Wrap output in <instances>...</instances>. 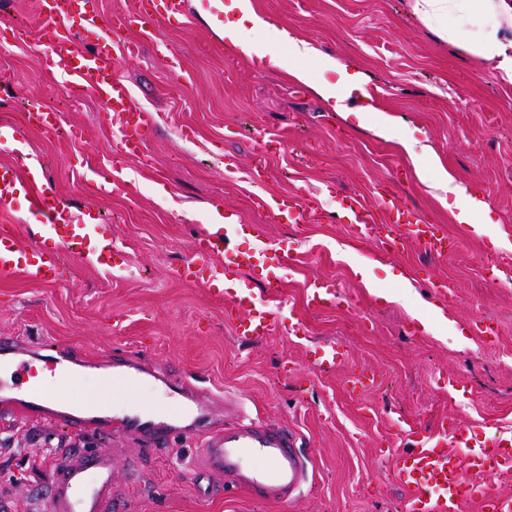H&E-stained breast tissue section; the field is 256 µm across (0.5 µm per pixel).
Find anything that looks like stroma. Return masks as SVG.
<instances>
[{
  "label": "stroma",
  "instance_id": "1",
  "mask_svg": "<svg viewBox=\"0 0 512 512\" xmlns=\"http://www.w3.org/2000/svg\"><path fill=\"white\" fill-rule=\"evenodd\" d=\"M255 3L317 49L318 58L306 63L313 77L321 75L323 56L361 70L372 105L394 119L397 139L377 138L344 119L302 82L226 54L207 0H189L181 22L122 31L143 53L118 73L157 126L143 155L113 165L119 146L104 103L86 86L78 93L82 106L71 110L65 80L44 73L37 0H0V29H28L22 41L0 40V60L12 66L5 77L14 86L13 93H0V125L11 131L0 143V163L43 162L45 187L73 209L98 211L119 247L104 264L71 260L63 285L21 273L0 279V336L65 347L97 362L125 351L148 357L203 391L238 396L251 415L287 425L311 460L310 482L293 500L262 503L243 491L209 497L206 479L191 468L198 441L182 438L148 458L128 485L132 512H403L392 460L380 453L388 442L398 450L407 445L405 438L389 439L393 420L433 431L443 418H456L482 441L512 430V280L487 277L489 267L512 266V85L489 64L436 40L413 16L410 0ZM158 40L167 44V56L155 54ZM174 57L185 61L187 74L171 69ZM33 91L61 113L62 130L25 121V98ZM410 134L471 191L487 194L495 222L484 235L456 223L418 178L398 143ZM269 135L281 137L285 149L263 161L259 143ZM228 154L239 169L225 171ZM116 178L122 181L117 191ZM385 185L398 187L426 221L442 225L456 249L437 257L416 244L386 252L374 238L360 240L359 229L343 219L340 200L359 196L381 223L388 209L377 189ZM291 192L313 197L316 215L281 224L258 204ZM215 205L260 228L256 238L237 233L235 246L262 241L286 247L290 256L279 294L256 290L277 327L251 344L241 343L225 321L222 300L178 274L195 238L209 230ZM424 266L447 283L449 297L420 282L415 272ZM397 273L411 291L394 281ZM317 279L335 281L341 303L313 314L305 296ZM439 310L451 327L427 333L425 323ZM487 316L499 322L493 347L468 331L471 321ZM297 320L304 335H289ZM329 344L344 348L349 363L328 373L311 366L306 352ZM353 369L374 373L376 385L350 394L345 380ZM103 375L83 370L48 394L77 413L108 415L119 404L167 409L153 382L134 387L119 374L105 391ZM454 379L463 391L451 387ZM82 440L111 452L115 479L123 481L128 445L111 432L80 437L0 404V483L12 489V512H40L37 493L46 472L32 470L31 460L55 457Z\"/></svg>",
  "mask_w": 512,
  "mask_h": 512
}]
</instances>
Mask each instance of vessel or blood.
<instances>
[{
    "label": "vessel or blood",
    "mask_w": 512,
    "mask_h": 512,
    "mask_svg": "<svg viewBox=\"0 0 512 512\" xmlns=\"http://www.w3.org/2000/svg\"><path fill=\"white\" fill-rule=\"evenodd\" d=\"M43 17L40 38L48 47L45 57L50 68L64 72L72 87L90 84L113 118V130L123 155L137 154L156 124L152 113L137 107L128 85L117 75L120 62L140 56L141 47L121 40L109 20L100 17L88 0H39ZM188 0H141L136 15L143 22L171 21L184 17ZM94 35L89 50H81L76 37ZM28 165L0 166V222L13 221L14 202L27 198L33 213L42 216L48 249L33 250L27 261H20L16 234L0 235V278L24 272L35 281H65L69 270L63 253L80 258L95 257L105 262L116 246L110 225L101 223L96 212L74 213L69 203L48 192L34 178ZM390 201L389 221L384 225L381 243L396 251L414 241L426 252L442 254L448 240L435 225L414 218L403 206L393 203L391 190H383ZM264 208L282 224L298 223L311 213L313 200L288 195L264 201ZM344 216L357 226L374 223V214L357 197L343 199ZM233 211H225L223 223L194 243L195 257L184 273L224 301L226 320L235 326L244 343L271 334L276 321L270 310L254 301L253 290L265 284L277 287L279 275L258 262L254 252L233 248L226 227L237 224ZM336 285L324 281L307 295V307L318 311L336 303ZM308 360L326 371L343 364V350L309 351ZM113 368H125L132 383L146 379L162 382L169 391L172 409L168 413L146 408L131 412L113 409L111 415H76L64 401L48 400L44 383L77 378L72 356L62 349H38L15 337H0V402L20 416L61 424L81 433L89 428H109L114 436L135 437L144 448L161 451L171 440L188 435L202 438L196 457L199 473L221 479L224 488L248 491L260 502H280L299 495L309 476V460L302 452L296 433L285 425L246 414L241 402L224 399V423L214 419L211 398L197 393L186 380L160 373L153 362L138 356L113 360ZM397 435H407L413 447L395 455L394 476L405 489V512H465L477 504L478 512H512V496L488 491L485 478L512 470V435L497 437L492 445L475 442L469 428L453 424L442 427L451 436L455 449H438L435 434L419 429L405 419L390 426ZM45 500L50 512H125L124 492L113 481V461L109 454L93 448H65L57 455L47 484Z\"/></svg>",
    "instance_id": "b4317fda"
}]
</instances>
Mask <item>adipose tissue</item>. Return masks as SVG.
I'll return each mask as SVG.
<instances>
[{"mask_svg":"<svg viewBox=\"0 0 512 512\" xmlns=\"http://www.w3.org/2000/svg\"><path fill=\"white\" fill-rule=\"evenodd\" d=\"M410 7L439 40L490 64L502 82L512 85V0H410ZM224 17L218 36L227 53L261 70L279 69L301 81L309 80L300 61L315 55V48L288 27L268 19L253 0H226ZM322 67L339 76L338 82L321 80L313 86L331 111L354 117L359 126L372 130L379 138H390L393 124L387 118H374L364 74L335 58L323 60ZM402 146L408 155H428V175L447 200L454 221L485 233L487 224L493 221L489 202L448 174L419 139L407 137Z\"/></svg>","mask_w":512,"mask_h":512,"instance_id":"obj_1","label":"adipose tissue"}]
</instances>
